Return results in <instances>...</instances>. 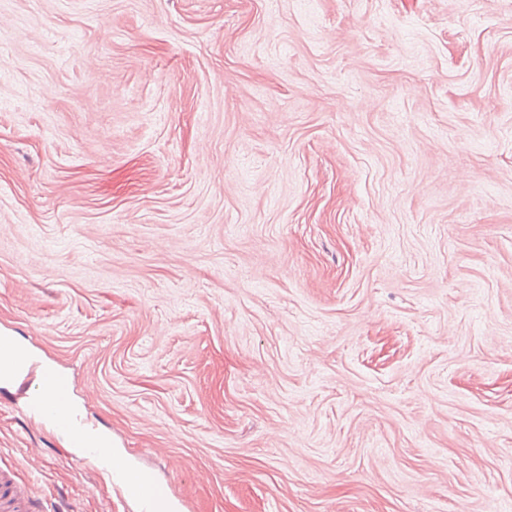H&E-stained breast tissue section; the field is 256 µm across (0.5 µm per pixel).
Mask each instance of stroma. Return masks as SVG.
<instances>
[{"instance_id":"35a3bbf8","label":"stroma","mask_w":512,"mask_h":512,"mask_svg":"<svg viewBox=\"0 0 512 512\" xmlns=\"http://www.w3.org/2000/svg\"><path fill=\"white\" fill-rule=\"evenodd\" d=\"M1 334L175 512H512V0H0ZM41 384L53 390L60 399L70 401V390L72 386L71 376L53 365L41 367Z\"/></svg>"}]
</instances>
